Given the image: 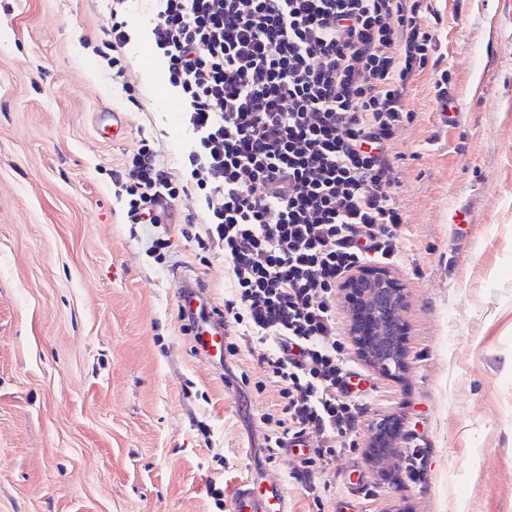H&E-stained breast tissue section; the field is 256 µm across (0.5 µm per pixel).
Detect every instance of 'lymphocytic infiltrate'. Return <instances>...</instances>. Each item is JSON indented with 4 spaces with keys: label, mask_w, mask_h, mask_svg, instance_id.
<instances>
[{
    "label": "lymphocytic infiltrate",
    "mask_w": 512,
    "mask_h": 512,
    "mask_svg": "<svg viewBox=\"0 0 512 512\" xmlns=\"http://www.w3.org/2000/svg\"><path fill=\"white\" fill-rule=\"evenodd\" d=\"M434 13L433 0H152V41L188 114L190 177L158 166L144 138L116 195L130 223L159 224L166 203L201 191L230 279L226 350L268 345L264 379L240 381L281 397L262 415L261 451L271 462L317 434L301 460L312 494L360 410L336 290L398 262L393 149L438 49Z\"/></svg>",
    "instance_id": "f902f5d3"
}]
</instances>
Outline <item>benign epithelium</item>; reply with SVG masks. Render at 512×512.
I'll use <instances>...</instances> for the list:
<instances>
[{"mask_svg": "<svg viewBox=\"0 0 512 512\" xmlns=\"http://www.w3.org/2000/svg\"><path fill=\"white\" fill-rule=\"evenodd\" d=\"M351 305L350 333L357 352L370 365L388 376L405 369L404 342L408 327L402 313L407 293L386 269L358 271L342 285ZM399 454L396 438L382 423L372 431L366 450L368 461L389 476Z\"/></svg>", "mask_w": 512, "mask_h": 512, "instance_id": "benign-epithelium-1", "label": "benign epithelium"}]
</instances>
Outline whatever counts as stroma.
<instances>
[{"label": "stroma", "instance_id": "obj_1", "mask_svg": "<svg viewBox=\"0 0 512 512\" xmlns=\"http://www.w3.org/2000/svg\"><path fill=\"white\" fill-rule=\"evenodd\" d=\"M111 5L0 0V512H231L250 477L282 484L288 512H512V0L434 4L438 66L417 76L397 146L406 367L384 375L347 344L361 411L318 503L297 450L256 455L276 387L230 383L179 313L189 275L224 315L229 274L222 248L198 247V191L152 227L115 196L141 139L184 173L191 134L157 105L147 0L130 2L113 76ZM113 109L129 119L118 142L96 122ZM383 420L402 451L391 477L365 454Z\"/></svg>", "mask_w": 512, "mask_h": 512}]
</instances>
